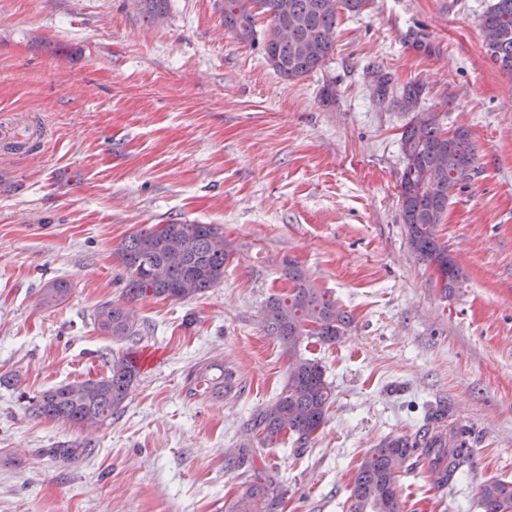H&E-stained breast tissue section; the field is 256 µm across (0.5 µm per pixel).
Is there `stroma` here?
Listing matches in <instances>:
<instances>
[{
	"mask_svg": "<svg viewBox=\"0 0 512 512\" xmlns=\"http://www.w3.org/2000/svg\"><path fill=\"white\" fill-rule=\"evenodd\" d=\"M490 3L370 0L339 15L320 69L286 80L225 30L224 0H170L159 23L134 0H0V122L53 130L41 161L0 148V512H228L267 480L263 512H348L364 455L438 407L470 456L448 488L403 468V512H483L484 482L512 479V75L485 55ZM422 112L477 154L437 227L461 272L448 295L400 218V135ZM172 223L223 227V280L138 300L139 336L102 334L97 308L125 302L117 245ZM288 258L353 319L302 350L334 394L302 448L249 426L288 377L263 328ZM58 280L66 299L43 304ZM128 352L140 371L112 422L30 415L28 398ZM202 364L242 393H190Z\"/></svg>",
	"mask_w": 512,
	"mask_h": 512,
	"instance_id": "1",
	"label": "stroma"
}]
</instances>
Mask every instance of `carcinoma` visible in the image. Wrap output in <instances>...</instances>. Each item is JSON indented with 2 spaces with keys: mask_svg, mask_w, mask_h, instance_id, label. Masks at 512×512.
<instances>
[{
  "mask_svg": "<svg viewBox=\"0 0 512 512\" xmlns=\"http://www.w3.org/2000/svg\"><path fill=\"white\" fill-rule=\"evenodd\" d=\"M170 0H135L138 11L157 23L166 18ZM334 11L321 7V0H224V28L243 42L261 40L267 63L281 77L295 80L320 68L333 54L338 15L359 14L369 0H339ZM288 13L294 37L282 42L274 38L281 15ZM269 26L256 29L257 17ZM483 44L490 60L512 75V0H494L481 18ZM406 166L400 180L401 218L406 224L412 249L440 275L446 290L456 287L459 271L447 245L437 237V225L448 210L450 194L468 187L477 174L475 147L466 131L448 134L440 122L429 117L408 124L401 136ZM126 271L125 295L133 302L141 297L180 301L214 287L224 278V266L233 254L229 241L215 224H164L126 237L117 247ZM291 283L288 294L275 296L265 307L267 334L288 346L292 362L284 390L251 418L250 430L272 440L286 431L305 445L325 423L332 402V388L324 369L314 360L297 354L301 338L315 337L334 344L345 336L350 314L325 292L314 287L299 266L285 261ZM112 325L110 336L125 340L138 333V323L127 308L106 304L94 322ZM202 365L191 373L195 386L215 398L230 392L236 382L230 369ZM139 373L136 360L121 355L109 362V375L50 388L29 400L35 418H48L62 425L95 426L112 420L129 395ZM448 411L435 409L414 434L401 436L370 449L355 473L348 512H402L396 494L401 467L411 459L423 462L445 487L463 472L469 449L463 440H448L444 422ZM271 486L258 483L246 487L233 512H259ZM484 512H512V481L496 478L480 490Z\"/></svg>",
  "mask_w": 512,
  "mask_h": 512,
  "instance_id": "carcinoma-1",
  "label": "carcinoma"
}]
</instances>
